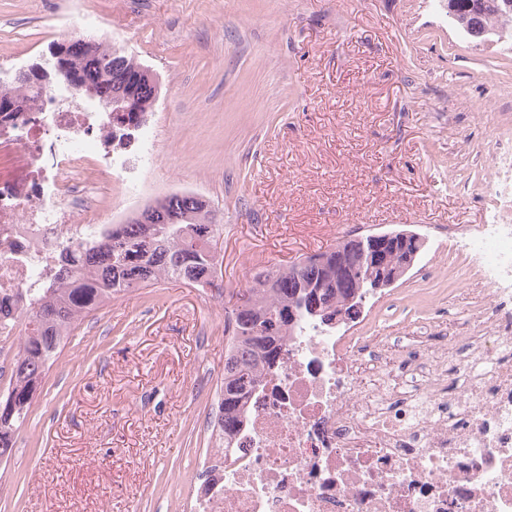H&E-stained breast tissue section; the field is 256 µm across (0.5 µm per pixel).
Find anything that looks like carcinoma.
Instances as JSON below:
<instances>
[{"label":"carcinoma","instance_id":"cac0c4a2","mask_svg":"<svg viewBox=\"0 0 512 512\" xmlns=\"http://www.w3.org/2000/svg\"><path fill=\"white\" fill-rule=\"evenodd\" d=\"M448 19L468 37L476 29L490 37L512 36V9L504 7L502 0H448ZM111 55V47L91 40L87 53L73 66L110 77ZM54 63L51 58L47 65L30 70L31 85L1 81L0 102L23 103L32 85L51 77ZM154 104L152 89L137 87L133 106L150 112ZM205 205L203 198L166 196L150 223L119 224L112 228V238L90 245L89 252L105 257L98 275L88 276V266L79 258L73 262L75 287L31 291L15 376L7 395L0 398L1 459L10 457L15 431L26 421L43 377L78 321L114 297L162 280L223 291V261L218 259L223 225L216 223L210 209L200 220L189 221ZM404 257L399 245H385L372 253L346 250L339 258L333 248L286 267L264 270L250 287L236 294L224 325V383L218 402L224 444H230L241 426L249 391L264 371L275 366L290 332L316 309L332 315L350 311L357 292L370 287L357 276H377L381 267L397 271Z\"/></svg>","mask_w":512,"mask_h":512}]
</instances>
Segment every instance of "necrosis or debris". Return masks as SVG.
<instances>
[{"label": "necrosis or debris", "instance_id": "obj_1", "mask_svg": "<svg viewBox=\"0 0 512 512\" xmlns=\"http://www.w3.org/2000/svg\"><path fill=\"white\" fill-rule=\"evenodd\" d=\"M28 149L33 178L0 182V382L33 288L69 281L68 261L111 224L95 176L132 185L138 133L43 85L0 113V139ZM492 218L459 250L480 261L489 307L439 347L394 350L369 336L308 325L247 399L230 447L200 474L192 512H512V147H498Z\"/></svg>", "mask_w": 512, "mask_h": 512}]
</instances>
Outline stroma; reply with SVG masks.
<instances>
[{"label": "stroma", "mask_w": 512, "mask_h": 512, "mask_svg": "<svg viewBox=\"0 0 512 512\" xmlns=\"http://www.w3.org/2000/svg\"><path fill=\"white\" fill-rule=\"evenodd\" d=\"M57 15L156 73L139 204L209 202L224 294L161 281L82 320L0 463V512H188L225 309L256 273L408 229L423 252L364 331L407 348L430 322L470 318L476 269L448 231L489 216L512 38L471 41L448 0H0V61H43Z\"/></svg>", "instance_id": "35a3bbf8"}]
</instances>
